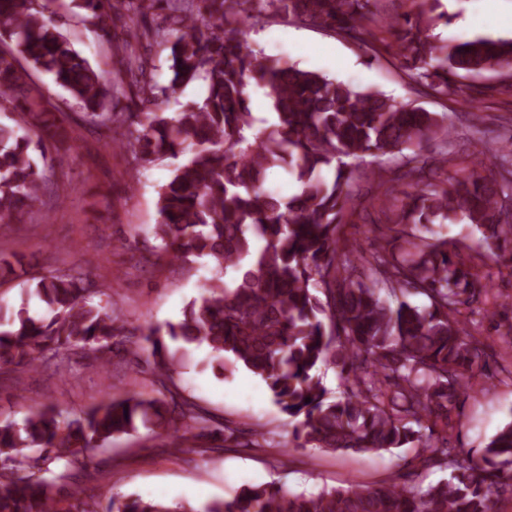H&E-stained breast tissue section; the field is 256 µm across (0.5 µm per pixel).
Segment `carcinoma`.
Masks as SVG:
<instances>
[{
	"label": "carcinoma",
	"mask_w": 512,
	"mask_h": 512,
	"mask_svg": "<svg viewBox=\"0 0 512 512\" xmlns=\"http://www.w3.org/2000/svg\"><path fill=\"white\" fill-rule=\"evenodd\" d=\"M247 3L254 22L277 14L317 23L375 55L368 26L385 28L394 36L388 49L407 75L441 97L488 73L512 78V40L475 38L450 47L431 34L443 18L439 0H417V10L400 19L379 17L372 0H0V43L9 45L0 50V110L19 115L13 126L0 124V219L58 195L34 153L47 159L48 146L67 133L51 101L33 93L22 59L68 94L79 109L73 122L108 136L127 122L135 126V135L120 141L135 173L185 156L158 189L153 243L128 247L133 265L192 256L212 267L180 321L140 334L91 303L89 294L101 289L89 287L81 267L32 277L45 317L0 306V379L18 368L63 375L76 354L106 366L114 346L128 344L167 393H134L75 416L44 405L20 423L0 424V512H87L69 480L89 467V449L106 447L116 435L160 430L170 437L167 446L182 452L189 437L211 434L208 412L167 384L176 366L168 339L206 344L219 366L229 357L266 383L293 421L294 444L277 449L281 455L308 446L373 453L408 446L418 449L408 464L449 462L450 478L425 489L384 484L316 493L255 485L200 509L116 495L104 512H493L495 496L512 489V420L477 457L458 459L448 438L459 396L488 371L486 352L459 319L461 307L487 292L471 258L449 251L445 238L426 237L404 250L381 245L363 255L343 231L357 209L352 162L366 155L398 159L395 177L378 181L385 198L396 182L409 187L389 223L471 224L480 233L478 248L511 262L512 140L487 148L502 169L497 178L424 182L418 150L450 133L446 115L255 52L244 37ZM163 4L172 37L168 83L155 81L148 60L128 54L146 111L114 112L115 88L74 48L59 20L78 8L106 35L112 15L145 18ZM197 81L206 86L201 100L164 111ZM250 83L272 107L273 119L262 127L249 107ZM24 126L28 133L21 135ZM276 167L294 176L297 194L262 191ZM229 269L235 278L227 282ZM417 294L428 304L408 300ZM328 363L344 385L334 400L318 374ZM225 431L238 448L262 447L253 430Z\"/></svg>",
	"instance_id": "obj_1"
}]
</instances>
